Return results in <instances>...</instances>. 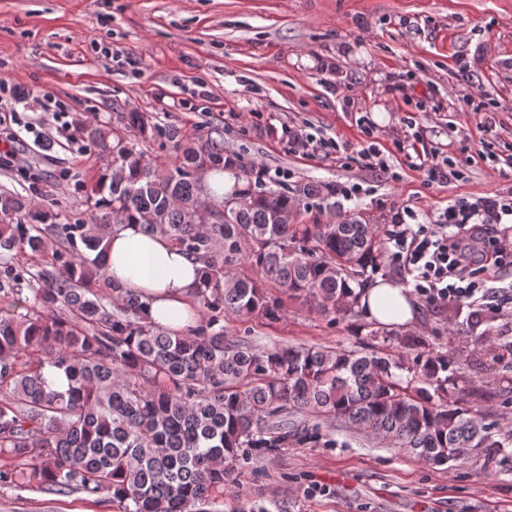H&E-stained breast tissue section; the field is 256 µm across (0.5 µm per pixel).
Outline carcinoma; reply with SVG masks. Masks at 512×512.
<instances>
[{"mask_svg":"<svg viewBox=\"0 0 512 512\" xmlns=\"http://www.w3.org/2000/svg\"><path fill=\"white\" fill-rule=\"evenodd\" d=\"M141 140L155 130L127 116ZM82 134L111 157L86 190L90 222L63 224L18 195L0 196V486L65 496L104 493L118 512H289L242 494L254 461L320 421L444 466L504 450L500 423L438 399L448 357L419 336L403 354L356 346H259L224 332V316L274 322L284 298L314 300L326 316L356 315L385 247L373 224L297 222L288 189L258 182L235 191L221 224L201 197L199 172L235 158L217 142L176 143L167 172L136 140L107 126ZM294 219L273 223L276 212ZM162 234L203 264L193 302L205 325L187 332L151 324L139 295L106 275L115 222ZM35 264L20 267L13 254ZM53 367L65 390L47 383Z\"/></svg>","mask_w":512,"mask_h":512,"instance_id":"obj_1","label":"carcinoma"}]
</instances>
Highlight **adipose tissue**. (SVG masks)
Instances as JSON below:
<instances>
[{
    "label": "adipose tissue",
    "instance_id": "obj_1",
    "mask_svg": "<svg viewBox=\"0 0 512 512\" xmlns=\"http://www.w3.org/2000/svg\"><path fill=\"white\" fill-rule=\"evenodd\" d=\"M107 252L108 277L140 294L147 321L179 330L196 317L191 293L199 282L201 265L166 236H150L140 225L121 224L113 228ZM360 306L369 319L386 326L408 325L415 319L413 298L382 279L367 286Z\"/></svg>",
    "mask_w": 512,
    "mask_h": 512
}]
</instances>
